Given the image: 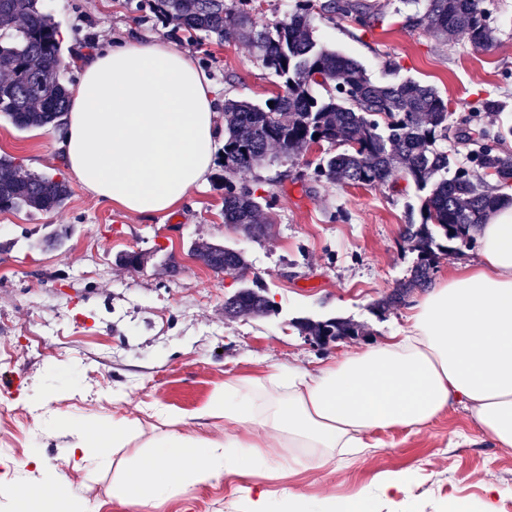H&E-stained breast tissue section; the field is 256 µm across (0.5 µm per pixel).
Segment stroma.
<instances>
[{
  "label": "stroma",
  "mask_w": 512,
  "mask_h": 512,
  "mask_svg": "<svg viewBox=\"0 0 512 512\" xmlns=\"http://www.w3.org/2000/svg\"><path fill=\"white\" fill-rule=\"evenodd\" d=\"M140 0H48L65 57H83L102 44L135 35L166 39L197 58L221 97L264 103L279 80L242 42L200 45L174 23L139 10ZM378 21L315 19L317 39L350 56L380 84L414 79L448 102L451 129H496L512 123V0H486L498 40L477 51L464 39L440 43L408 17L404 0H375ZM493 111L474 113L475 101ZM60 128L20 130L0 119V155L21 173L69 178L58 144ZM328 144L297 159L280 158L244 172L237 185L269 197L271 235L262 242L224 222V165L165 215H135L72 185L52 213L0 211V512H135L112 493V478L137 448H108V469L95 477L74 471L67 451L77 427L95 429L113 416L137 420L138 439L164 436L163 412L182 416L187 431L220 439L224 420L203 415L225 381L269 366L320 369L344 352L381 341L406 326L409 305L379 311L377 302L407 278L416 259L404 229L419 206L413 185L378 187L318 181L313 169ZM61 242H54L56 232ZM197 242L243 250L247 280L217 273L192 253ZM143 254L140 268L121 255ZM176 262L175 272L165 270ZM266 288L277 311L225 318L224 301L246 285ZM341 317L365 325L366 335L314 347L293 325L298 318ZM37 456L42 502L10 494L23 481L13 462ZM330 471L309 464L282 485L266 472L227 474L206 485L176 488L151 512H243L247 489L289 487L315 502L374 491L380 478L411 472L409 495L380 501L377 512H448L466 502L480 512L487 486L500 491V512H512V448L498 447L473 424L464 405L448 408L424 427L376 432L372 446L337 460ZM65 471L72 492L56 496L53 477Z\"/></svg>",
  "instance_id": "stroma-1"
}]
</instances>
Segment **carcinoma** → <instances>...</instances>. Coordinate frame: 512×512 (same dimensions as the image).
Instances as JSON below:
<instances>
[{
  "instance_id": "obj_1",
  "label": "carcinoma",
  "mask_w": 512,
  "mask_h": 512,
  "mask_svg": "<svg viewBox=\"0 0 512 512\" xmlns=\"http://www.w3.org/2000/svg\"><path fill=\"white\" fill-rule=\"evenodd\" d=\"M424 2L422 15L408 21L428 23L436 35L460 36L476 51L488 49L496 29L490 25L485 0H409ZM149 9L200 42L238 39L249 43L283 84L271 101H224V223L245 237L259 240L268 232L267 198L233 179L267 161L269 148L293 158L314 143L338 148L321 157L313 170L317 180L375 187L400 177L423 193L421 222L408 224L405 236L417 251L409 277L378 302L382 309L403 304L416 289L432 281L440 254L452 245L472 243L480 225L512 202L484 181L494 176L512 183V153L497 145L512 136V126L494 132L480 129L454 134V143L477 139L483 144L458 162L459 150L448 142V101L432 86L413 79L377 84L356 59L321 44L313 19L349 18L360 26L376 17L366 0H297L288 18L259 27L252 18L253 0H146ZM66 62L58 29L43 0H0V118L20 130L63 125L70 95L63 73ZM70 187L52 175L17 174L9 158H0V211L61 208ZM198 256L217 272L245 277V253L220 244L194 245ZM266 289L242 288L224 301V316L264 317L274 312ZM304 336L341 339L365 335L364 326L349 319L292 322Z\"/></svg>"
}]
</instances>
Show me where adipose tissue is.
Wrapping results in <instances>:
<instances>
[{
	"mask_svg": "<svg viewBox=\"0 0 512 512\" xmlns=\"http://www.w3.org/2000/svg\"><path fill=\"white\" fill-rule=\"evenodd\" d=\"M63 141L76 181L137 215L162 214L205 184L212 173L221 100L187 51L165 40H131L97 49L81 63ZM480 262L435 285L414 305L406 329L316 371L270 367L225 382L204 407L229 431L213 440L169 417L164 441L136 455L112 490L147 512L175 487L208 484L224 474L265 470L287 481L289 464L265 454L263 436L306 448L325 466L339 448H362L377 430L419 428L456 403L498 446L512 447V209L497 213L477 237ZM252 432L244 441L237 429ZM135 421L79 430L68 463L108 464L89 449L128 447ZM177 459L174 468L166 459ZM413 479L384 475L375 494L324 498L318 512H372L374 499L406 495Z\"/></svg>",
	"mask_w": 512,
	"mask_h": 512,
	"instance_id": "obj_1",
	"label": "adipose tissue"
}]
</instances>
